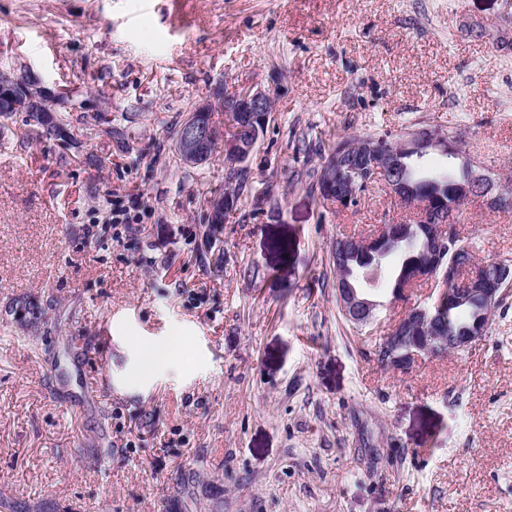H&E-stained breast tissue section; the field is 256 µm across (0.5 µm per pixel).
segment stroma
Here are the masks:
<instances>
[{
  "label": "stroma",
  "instance_id": "35a3bbf8",
  "mask_svg": "<svg viewBox=\"0 0 512 512\" xmlns=\"http://www.w3.org/2000/svg\"><path fill=\"white\" fill-rule=\"evenodd\" d=\"M1 67L67 93L75 143L0 124V512H512V289L475 347L381 369L432 287L376 283L355 329L329 246L409 213L292 177L325 159L295 137L424 127L512 185V0H0ZM246 84L273 99L248 163L267 197L213 237L224 152L185 169L173 131ZM459 222L512 261V213ZM172 336L192 361L135 378Z\"/></svg>",
  "mask_w": 512,
  "mask_h": 512
}]
</instances>
